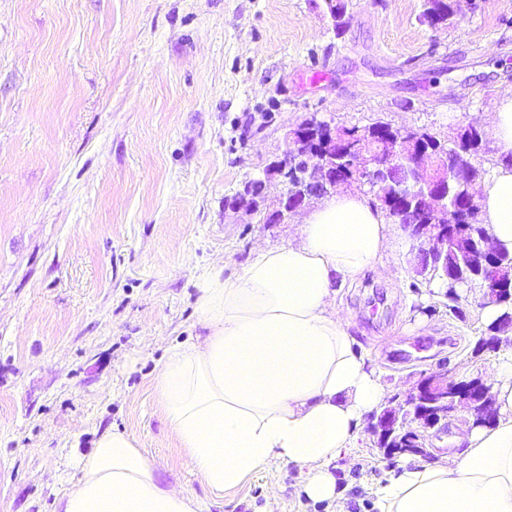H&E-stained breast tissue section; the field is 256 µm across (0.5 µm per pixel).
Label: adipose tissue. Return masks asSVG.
<instances>
[{"label": "adipose tissue", "instance_id": "1", "mask_svg": "<svg viewBox=\"0 0 512 512\" xmlns=\"http://www.w3.org/2000/svg\"><path fill=\"white\" fill-rule=\"evenodd\" d=\"M494 245L512 250V168L482 183ZM394 227L366 195L336 193L305 217L295 243L259 249L237 272L199 277L203 335L159 366L155 391L195 474L238 487L270 460L305 475L308 498L332 499L330 465L356 447L386 390L336 311V296L380 263ZM499 417L472 426L461 452L402 467L376 493L378 512H512V346L486 371ZM60 512H197L160 481L131 435L104 429L77 461Z\"/></svg>", "mask_w": 512, "mask_h": 512}]
</instances>
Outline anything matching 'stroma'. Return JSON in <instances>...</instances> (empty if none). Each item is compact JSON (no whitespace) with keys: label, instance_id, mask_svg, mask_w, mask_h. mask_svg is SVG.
I'll return each instance as SVG.
<instances>
[{"label":"stroma","instance_id":"35a3bbf8","mask_svg":"<svg viewBox=\"0 0 512 512\" xmlns=\"http://www.w3.org/2000/svg\"><path fill=\"white\" fill-rule=\"evenodd\" d=\"M0 0V512H58L76 460L107 427L132 435L201 512H375L404 466L370 426L333 462L336 495L309 499L273 460L219 495L174 438L154 379L201 335L200 274L238 271L295 242L303 215L259 224L225 210L311 115L383 121L453 140L486 127L476 165L502 156L491 116L512 93V0H459L457 22H420L423 0ZM396 226L383 263L337 297L388 393L447 362L482 376L473 298L430 294Z\"/></svg>","mask_w":512,"mask_h":512}]
</instances>
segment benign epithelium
Listing matches in <instances>:
<instances>
[{
  "instance_id": "benign-epithelium-1",
  "label": "benign epithelium",
  "mask_w": 512,
  "mask_h": 512,
  "mask_svg": "<svg viewBox=\"0 0 512 512\" xmlns=\"http://www.w3.org/2000/svg\"><path fill=\"white\" fill-rule=\"evenodd\" d=\"M365 128L335 126L322 133L316 123L303 122L288 132L286 150L274 157L263 170L262 183L275 181L281 186L278 206L266 205L265 191L255 193L250 182L225 201L224 208L245 209L259 217L260 224H286L307 208L314 199L336 193V188L357 184L368 187L377 200L391 208L396 223L408 230L414 241L419 273L436 281L440 265L448 256V225L458 214L448 205V185L472 183V172L465 163L448 159L447 147L421 130L393 127L384 140L368 144ZM359 149L344 148L350 138ZM421 139L430 140L438 150V163L425 165L427 152L416 148ZM470 222L480 229L478 256L484 292L480 303L502 298L512 290L502 287V267L495 260L487 225L476 197H471ZM488 385L475 377L462 381L448 373V365L422 375L416 387L398 403L388 407L371 425L376 445L390 459L419 456L436 458V446L428 433L448 432L456 413L465 412L474 424L497 420L495 408L486 398Z\"/></svg>"
}]
</instances>
